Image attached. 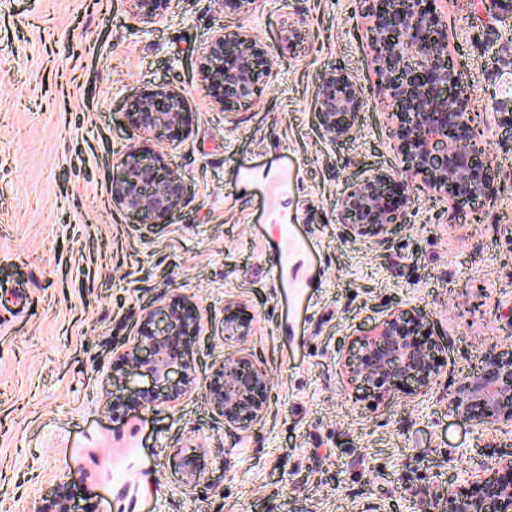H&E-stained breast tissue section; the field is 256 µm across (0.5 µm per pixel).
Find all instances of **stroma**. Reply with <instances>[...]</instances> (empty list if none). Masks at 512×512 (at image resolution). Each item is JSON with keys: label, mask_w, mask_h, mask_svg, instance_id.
<instances>
[{"label": "stroma", "mask_w": 512, "mask_h": 512, "mask_svg": "<svg viewBox=\"0 0 512 512\" xmlns=\"http://www.w3.org/2000/svg\"><path fill=\"white\" fill-rule=\"evenodd\" d=\"M366 0H171L149 24L130 0H0V512H34L67 483L77 512H415L512 454V432L448 405L492 346L512 345V17L444 0L450 50L502 189L454 206L421 191L385 239L345 238L340 199L395 173ZM250 31L274 61L253 105H217L202 52ZM360 89L352 135L317 122L328 72ZM158 86L191 133L167 147L190 202L143 224L113 204L116 160L152 150L125 119ZM195 301L190 395L114 419L116 352L143 309ZM236 306L245 341L224 337ZM417 308L445 349L428 393L373 403L344 373L354 340ZM272 379L243 432L209 402L239 353Z\"/></svg>", "instance_id": "stroma-1"}]
</instances>
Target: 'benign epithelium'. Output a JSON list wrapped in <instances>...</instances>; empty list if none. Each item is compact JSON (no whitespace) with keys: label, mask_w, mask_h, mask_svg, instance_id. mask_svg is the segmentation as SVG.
<instances>
[{"label":"benign epithelium","mask_w":512,"mask_h":512,"mask_svg":"<svg viewBox=\"0 0 512 512\" xmlns=\"http://www.w3.org/2000/svg\"><path fill=\"white\" fill-rule=\"evenodd\" d=\"M443 0H372L370 23L373 63L384 102L394 118L391 137L400 167L397 176L377 172L344 194L339 220L346 236L385 238L395 224L404 223L409 190L420 189L454 202L490 199L499 190L487 161V142L478 130L470 97L460 87L459 75L448 58V25L441 19ZM141 18L161 16L170 0H133ZM273 71V60L253 36L243 30L221 32L206 47L200 65L204 81L220 83L224 101L251 104L261 84ZM319 125L336 141L350 135L363 108L358 87L338 73L325 76L319 89ZM129 127L168 144L189 132L184 96L160 87L141 93L126 113ZM112 179V203L147 224H165L187 202V186L162 151L145 152L133 146L117 161ZM399 183L404 193L399 205L389 200L388 186ZM203 329L197 305L174 296L140 316V331L116 354L115 367H128L147 379L136 389L145 406L185 398L195 383L188 347L180 337ZM425 315L416 309L396 308L365 336L355 339L358 353L345 361L347 379L359 381L379 402L413 383L406 397L428 391L444 363L437 340L424 342ZM224 335L243 338L247 326L226 309ZM271 387L266 371L245 355L224 360L215 371L210 402L224 424L243 432L260 422L266 412L265 395ZM453 412L484 428H512V349L492 347L481 368L463 377L450 398ZM490 474L448 489L438 512H512V457L487 467ZM35 512H72L60 485L54 496Z\"/></svg>","instance_id":"7a95c632"}]
</instances>
